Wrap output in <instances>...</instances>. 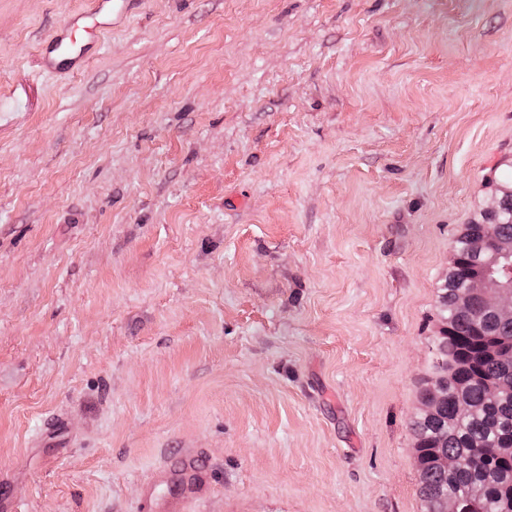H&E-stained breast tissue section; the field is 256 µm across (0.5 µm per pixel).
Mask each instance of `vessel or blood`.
Masks as SVG:
<instances>
[{"mask_svg": "<svg viewBox=\"0 0 512 512\" xmlns=\"http://www.w3.org/2000/svg\"><path fill=\"white\" fill-rule=\"evenodd\" d=\"M139 3L140 0H92L90 9L71 15L48 40L42 56L44 66L49 69L73 67L98 44L101 32L121 22ZM161 480L171 487V495L162 502L155 496H147L143 504L145 512H154L159 504L165 512H190L189 501L201 498L207 489L205 476L189 465L164 473Z\"/></svg>", "mask_w": 512, "mask_h": 512, "instance_id": "obj_1", "label": "vessel or blood"}]
</instances>
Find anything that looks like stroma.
Here are the masks:
<instances>
[{
	"label": "stroma",
	"instance_id": "stroma-1",
	"mask_svg": "<svg viewBox=\"0 0 512 512\" xmlns=\"http://www.w3.org/2000/svg\"><path fill=\"white\" fill-rule=\"evenodd\" d=\"M0 0V512H425L409 422L512 170V0ZM140 0H93L90 9L69 17L47 41L42 62L48 69H66L82 61L102 33L121 22ZM160 481L173 488L170 497L164 500V512H191L187 503L201 498L207 489L206 477L190 465L164 473Z\"/></svg>",
	"mask_w": 512,
	"mask_h": 512
}]
</instances>
